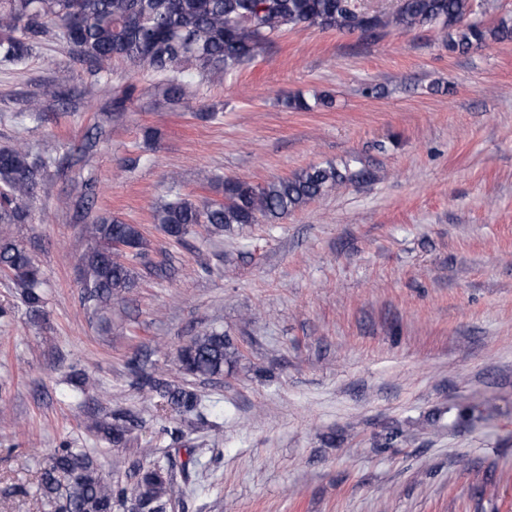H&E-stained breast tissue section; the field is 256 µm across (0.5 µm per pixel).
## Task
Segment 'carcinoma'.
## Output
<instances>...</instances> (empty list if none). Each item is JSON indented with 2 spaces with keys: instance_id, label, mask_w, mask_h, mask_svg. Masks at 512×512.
<instances>
[{
  "instance_id": "obj_1",
  "label": "carcinoma",
  "mask_w": 512,
  "mask_h": 512,
  "mask_svg": "<svg viewBox=\"0 0 512 512\" xmlns=\"http://www.w3.org/2000/svg\"><path fill=\"white\" fill-rule=\"evenodd\" d=\"M482 8L480 0H398L391 12L371 11L362 0H0V66L23 63L52 32L69 47L79 45L76 58L97 72L108 71L120 59L162 76L164 95L178 102L194 76L224 79L286 28L364 34L429 26L448 50L460 54L489 39L512 40L508 23L489 28L477 19ZM51 164V158L33 156L23 143L0 148V224L27 223V202ZM351 178L349 166L328 163L264 184L226 179L224 200L197 204L180 194L173 176L171 197L153 208L152 220L177 242L201 225L211 234L231 233L261 221L273 223ZM81 232L88 242L79 257L81 299L87 311L101 315L136 287L137 265L147 254L148 242L141 225L116 216L97 217L82 225ZM0 273L13 282L31 312L42 311L40 268L24 245L7 236L0 238ZM238 355L224 332L210 328L179 347L176 361L185 377L216 378ZM128 369L141 391L183 416L180 425L163 431L184 437L209 425L201 397L185 384L145 368L136 357ZM68 378L80 407L99 389L98 380L82 369H71ZM136 421L129 411L108 413L93 419L87 429L108 445L123 447ZM189 464L170 453L158 456L134 469L128 493L102 474L94 449L62 443L40 467L35 496L54 512H115L129 496L135 512H168L187 495Z\"/></svg>"
}]
</instances>
